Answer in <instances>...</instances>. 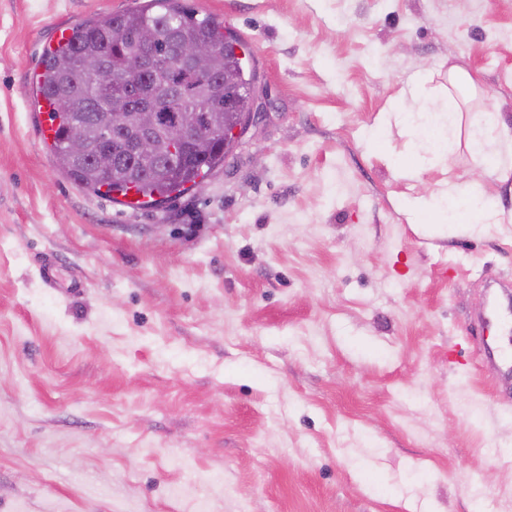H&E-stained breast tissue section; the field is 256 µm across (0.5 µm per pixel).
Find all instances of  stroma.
Instances as JSON below:
<instances>
[{
  "instance_id": "stroma-1",
  "label": "stroma",
  "mask_w": 512,
  "mask_h": 512,
  "mask_svg": "<svg viewBox=\"0 0 512 512\" xmlns=\"http://www.w3.org/2000/svg\"><path fill=\"white\" fill-rule=\"evenodd\" d=\"M182 2L248 48L264 114L129 210L55 165L31 77L55 27L140 0H0V512H512V389L472 331L512 224L398 207L453 175L512 213L465 145L512 120V0ZM454 66L486 95L400 176L369 133Z\"/></svg>"
}]
</instances>
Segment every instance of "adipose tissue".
<instances>
[{"label": "adipose tissue", "instance_id": "obj_1", "mask_svg": "<svg viewBox=\"0 0 512 512\" xmlns=\"http://www.w3.org/2000/svg\"><path fill=\"white\" fill-rule=\"evenodd\" d=\"M424 142L426 149L422 152L414 150L406 156L388 153L391 168L407 177L416 176L432 161L449 157L458 140L455 135H442L429 126ZM466 147L479 164L504 174L512 171V123L494 119L477 127L470 133ZM401 206L412 222L447 225L470 235H491L505 222L504 212L476 181L464 186L451 179L429 197L405 199Z\"/></svg>", "mask_w": 512, "mask_h": 512}]
</instances>
